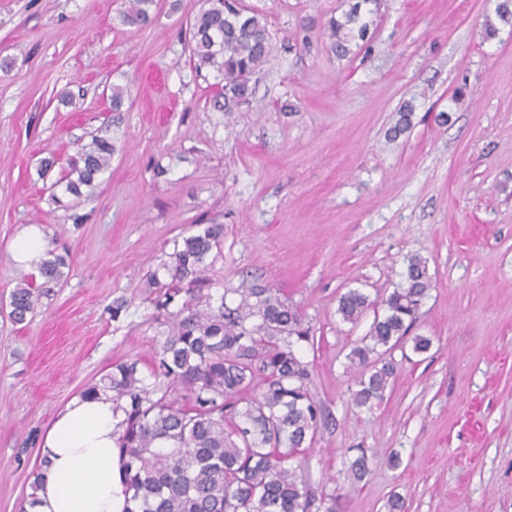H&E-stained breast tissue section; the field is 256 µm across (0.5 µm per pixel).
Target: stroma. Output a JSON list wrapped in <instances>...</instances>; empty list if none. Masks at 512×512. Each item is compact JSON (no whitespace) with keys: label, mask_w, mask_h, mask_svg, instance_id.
<instances>
[{"label":"stroma","mask_w":512,"mask_h":512,"mask_svg":"<svg viewBox=\"0 0 512 512\" xmlns=\"http://www.w3.org/2000/svg\"><path fill=\"white\" fill-rule=\"evenodd\" d=\"M127 3L0 0V512H21L64 406L114 362L149 359L161 328L131 297L196 224L224 227L217 279L280 289L313 328L300 356L325 419L291 465L316 496L341 495L343 512H391L397 496L406 512H512V26L486 36L497 0H380L348 58L326 37L343 0H245L274 50L231 112L190 57L202 0H157L142 29L121 23ZM407 103L412 126L393 136ZM100 129L117 150L95 198L53 203ZM27 224L72 266L19 329L5 305ZM413 255L433 280L414 327L432 347L394 350L383 403L355 407L347 356L374 315L343 322L338 299L386 296ZM358 448L376 455L351 486Z\"/></svg>","instance_id":"35a3bbf8"}]
</instances>
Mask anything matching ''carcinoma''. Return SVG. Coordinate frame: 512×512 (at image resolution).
Returning <instances> with one entry per match:
<instances>
[{"label":"carcinoma","mask_w":512,"mask_h":512,"mask_svg":"<svg viewBox=\"0 0 512 512\" xmlns=\"http://www.w3.org/2000/svg\"><path fill=\"white\" fill-rule=\"evenodd\" d=\"M375 0H349L348 9L328 24L332 51L342 58L355 40H366ZM156 0H128L122 23L146 27L155 18ZM196 70L208 69L224 81V111L248 93V77L273 50L265 17L245 4L203 0L190 24ZM116 151L115 138L96 132L78 147L69 171L50 185L59 204L93 198ZM60 193H55V189ZM224 225L206 224L173 240L169 260L147 278L143 302L150 318L167 326L153 347L152 364L123 361L84 388L92 397L112 393L124 413L117 447L123 479L131 492L126 512H310L315 495L290 466L314 443L321 404L310 391V369L298 347L314 344L303 312L280 290L241 284L227 304L218 291L214 266L223 258ZM37 274L9 293L8 318L28 323L42 306L45 287L67 277L69 255L47 250ZM432 280L426 261L410 258L405 284L380 302L358 289L338 300L342 320L356 324L380 304L370 331L347 355L352 403H381L396 374L391 352L412 342V351H430L427 336H409ZM370 449H357L344 477L353 484L369 472Z\"/></svg>","instance_id":"1"}]
</instances>
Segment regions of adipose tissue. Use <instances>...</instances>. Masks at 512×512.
Wrapping results in <instances>:
<instances>
[{
	"instance_id": "adipose-tissue-1",
	"label": "adipose tissue",
	"mask_w": 512,
	"mask_h": 512,
	"mask_svg": "<svg viewBox=\"0 0 512 512\" xmlns=\"http://www.w3.org/2000/svg\"><path fill=\"white\" fill-rule=\"evenodd\" d=\"M47 249L44 227L29 224L14 241L12 259L34 271ZM122 418L108 394L69 402L46 432L37 487L23 512H125L128 496L116 450Z\"/></svg>"
}]
</instances>
